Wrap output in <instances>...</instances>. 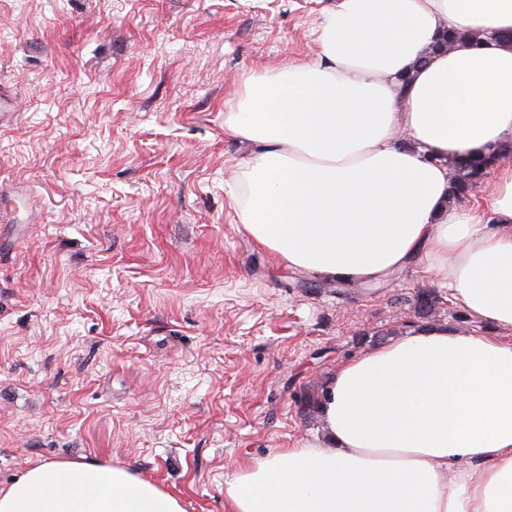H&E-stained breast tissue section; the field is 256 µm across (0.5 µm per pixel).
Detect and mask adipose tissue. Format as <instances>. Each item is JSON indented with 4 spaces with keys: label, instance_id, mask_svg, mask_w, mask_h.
Returning a JSON list of instances; mask_svg holds the SVG:
<instances>
[{
    "label": "adipose tissue",
    "instance_id": "adipose-tissue-1",
    "mask_svg": "<svg viewBox=\"0 0 512 512\" xmlns=\"http://www.w3.org/2000/svg\"><path fill=\"white\" fill-rule=\"evenodd\" d=\"M486 35L432 51L446 29ZM312 64L245 79L224 127L249 236L288 268L369 284L411 263L484 324L409 328L330 376L322 434L243 467L231 512H512V0H338ZM428 56L418 66L420 56ZM494 154L487 211L453 162ZM0 512H184L126 469L29 468Z\"/></svg>",
    "mask_w": 512,
    "mask_h": 512
}]
</instances>
